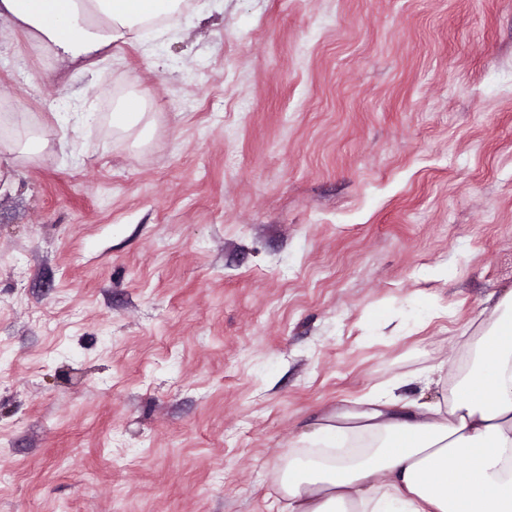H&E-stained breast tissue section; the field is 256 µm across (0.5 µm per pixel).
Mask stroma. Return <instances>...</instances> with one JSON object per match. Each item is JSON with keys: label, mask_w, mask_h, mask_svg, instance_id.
Here are the masks:
<instances>
[{"label": "stroma", "mask_w": 512, "mask_h": 512, "mask_svg": "<svg viewBox=\"0 0 512 512\" xmlns=\"http://www.w3.org/2000/svg\"><path fill=\"white\" fill-rule=\"evenodd\" d=\"M194 11L93 72L0 38V512H282L317 418L450 394L512 290V0ZM436 310L429 299L412 294L406 300V305L400 318V328L403 330H415L427 325L434 318Z\"/></svg>", "instance_id": "1"}]
</instances>
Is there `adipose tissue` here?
Wrapping results in <instances>:
<instances>
[{"label":"adipose tissue","instance_id":"obj_1","mask_svg":"<svg viewBox=\"0 0 512 512\" xmlns=\"http://www.w3.org/2000/svg\"><path fill=\"white\" fill-rule=\"evenodd\" d=\"M180 3L0 0V35L22 32L91 70ZM491 315L452 401H405L392 385L321 416L276 474L283 512H512V291Z\"/></svg>","mask_w":512,"mask_h":512}]
</instances>
